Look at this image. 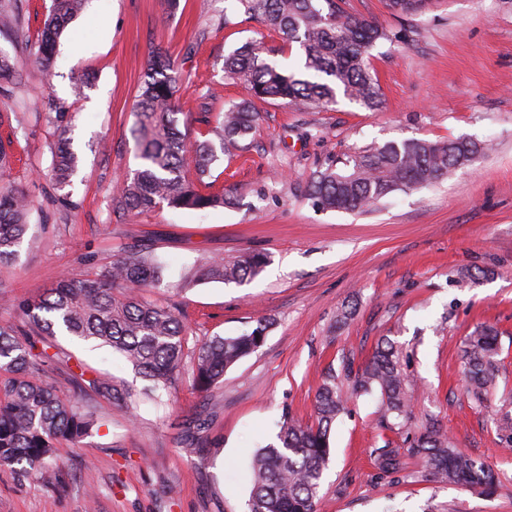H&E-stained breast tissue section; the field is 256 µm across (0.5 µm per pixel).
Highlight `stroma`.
Returning <instances> with one entry per match:
<instances>
[{
    "instance_id": "stroma-1",
    "label": "stroma",
    "mask_w": 512,
    "mask_h": 512,
    "mask_svg": "<svg viewBox=\"0 0 512 512\" xmlns=\"http://www.w3.org/2000/svg\"><path fill=\"white\" fill-rule=\"evenodd\" d=\"M346 8L398 36L372 51L382 108L257 102L258 132L210 169L215 189L237 198L232 207L123 212L112 198L138 166L132 105L155 47L183 74L178 95L194 137L250 97L224 77L230 51L257 40L267 58L297 66L299 48L247 19L237 0H180L172 18L164 0H89L62 33L51 76L30 71L26 87L29 101L59 98L72 115L78 171L64 189L48 177L52 128L31 114L17 132L16 105L0 97V140L15 157L10 181L33 202L17 260L0 268V295L36 297L64 273L103 270L142 240L166 264L147 298L176 306L190 343L271 323L261 347L210 395L193 389L188 352L174 397L143 403L137 422L93 398L100 429L59 445L66 467L56 480L0 469V512H248L254 453L274 441L283 416L314 422L327 372L348 387L346 365L363 366L383 338L399 348L412 417L383 418L375 393L348 397L330 431L319 512H512V448L497 430L512 419V10L500 0H441L412 18L391 14L385 0H346ZM79 78L89 85L76 97ZM460 137L494 148L440 185L393 193L371 212L322 210L304 194L314 171L372 144ZM245 251L268 259L255 278L172 290L186 264ZM465 266L491 275L459 280ZM480 324L495 326L500 341L497 384L484 403L468 393L462 360V340ZM56 345L61 358L49 375L59 395L78 362L90 377L134 379L110 347L68 336ZM431 422L495 470L493 494L426 477L411 455L403 471L380 473L372 451L387 441L405 447L407 434ZM195 424L202 450L190 456L180 436Z\"/></svg>"
}]
</instances>
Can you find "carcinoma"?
Segmentation results:
<instances>
[{"label":"carcinoma","mask_w":512,"mask_h":512,"mask_svg":"<svg viewBox=\"0 0 512 512\" xmlns=\"http://www.w3.org/2000/svg\"><path fill=\"white\" fill-rule=\"evenodd\" d=\"M88 0H51L32 52V65L51 72L63 30L85 10ZM247 18L302 51L300 72H288L263 57L260 42H248L224 57L225 76L245 83L251 96L263 101L286 100L305 108L331 110L341 95L368 110L382 107L378 78L368 62L370 50L396 36L385 28L347 13L343 0H238ZM434 0H386L394 14L413 17L429 11ZM23 0H0V39L17 38ZM25 64L0 48V97L10 98L26 83ZM182 74L160 53L150 60L133 104L131 134L138 168L123 179L115 200L128 211L147 212L160 203L173 209L222 207L232 199L210 191L204 181L218 153H228L252 133L262 114L248 101L224 111L210 130L212 137L192 141L179 127L181 110L176 94ZM44 119L56 141L51 176L56 185H69L78 157L70 148L69 112L50 100ZM490 145L471 138L409 139L374 144L349 156L342 168L316 171L306 194L323 210L366 212L395 192L431 188L458 168L472 165ZM12 154L0 142V266L18 256L28 230L31 207L26 192L6 182ZM267 262L259 253L245 252L232 260L213 256L194 262L182 279L171 285L181 292L218 281L240 284L259 275ZM165 264L145 243L123 249L108 268L86 275L67 273L44 295L19 304L27 329L0 323V467L21 475L46 474L56 463L57 445L75 446L97 432L98 420L85 402L95 395L120 407L135 420L144 399L171 395L181 374L188 326L176 309L151 304L142 294L164 278ZM269 322L236 337L214 336L194 349L192 385L202 395L224 384V374L263 343ZM62 334L96 340L112 348L147 381L138 390L118 386L105 377L84 379L71 374L72 395L62 398L48 380L54 356L47 337ZM498 335L484 325L463 341L470 390L484 400L498 377ZM354 373L356 393H380L384 411L404 418L410 414L406 377L399 351L391 340H380L371 359ZM344 400L330 375L315 398L316 421L302 425L286 416L277 442L258 449L251 466L249 512H318L320 489L330 462L329 434ZM407 451L418 455L426 475L491 493L497 484L493 468L461 452L454 438L434 424L409 439ZM376 468L395 474L405 467L400 448L390 443L373 451Z\"/></svg>","instance_id":"1"}]
</instances>
